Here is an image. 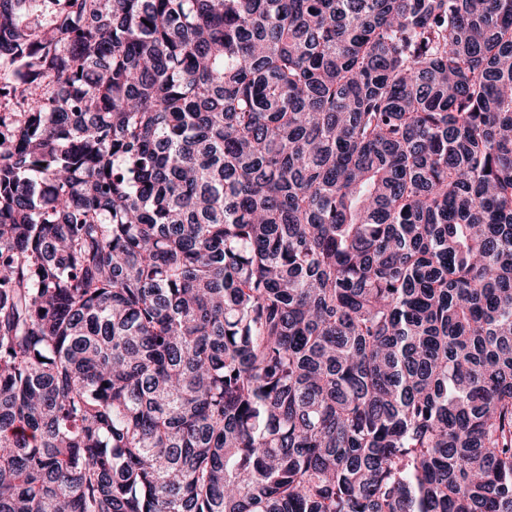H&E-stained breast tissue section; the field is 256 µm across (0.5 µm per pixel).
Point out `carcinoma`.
<instances>
[{"label": "carcinoma", "mask_w": 512, "mask_h": 512, "mask_svg": "<svg viewBox=\"0 0 512 512\" xmlns=\"http://www.w3.org/2000/svg\"><path fill=\"white\" fill-rule=\"evenodd\" d=\"M0 512H512V0H0Z\"/></svg>", "instance_id": "1"}]
</instances>
